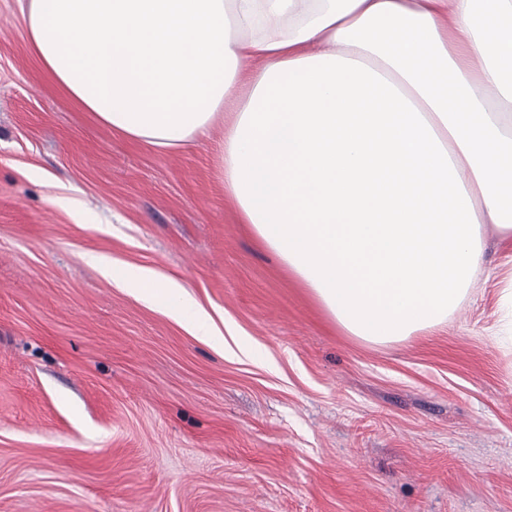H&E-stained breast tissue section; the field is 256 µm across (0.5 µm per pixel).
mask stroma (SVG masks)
<instances>
[{
  "mask_svg": "<svg viewBox=\"0 0 512 512\" xmlns=\"http://www.w3.org/2000/svg\"><path fill=\"white\" fill-rule=\"evenodd\" d=\"M0 0V512H512V239L433 332L345 333L209 139L162 152L44 75ZM176 280L220 353L84 254Z\"/></svg>",
  "mask_w": 512,
  "mask_h": 512,
  "instance_id": "stroma-1",
  "label": "stroma"
}]
</instances>
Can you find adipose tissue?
<instances>
[{
    "label": "adipose tissue",
    "mask_w": 512,
    "mask_h": 512,
    "mask_svg": "<svg viewBox=\"0 0 512 512\" xmlns=\"http://www.w3.org/2000/svg\"><path fill=\"white\" fill-rule=\"evenodd\" d=\"M22 17L45 75L116 135L173 151L228 121L243 223L361 341L444 323L487 230L512 238V0H27ZM101 270L223 344L177 283Z\"/></svg>",
    "instance_id": "1"
}]
</instances>
